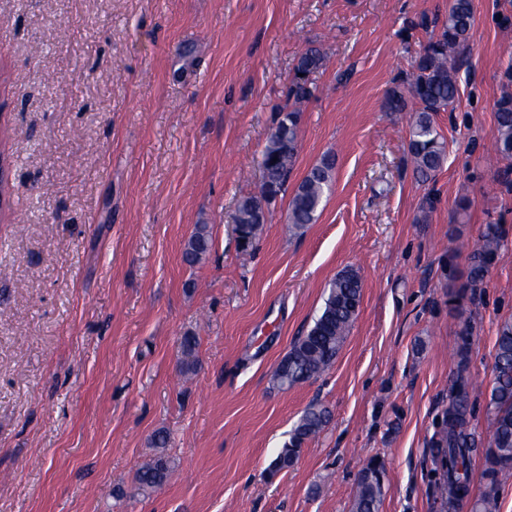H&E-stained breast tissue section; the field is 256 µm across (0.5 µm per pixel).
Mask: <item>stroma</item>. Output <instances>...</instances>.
<instances>
[{
    "instance_id": "1",
    "label": "stroma",
    "mask_w": 512,
    "mask_h": 512,
    "mask_svg": "<svg viewBox=\"0 0 512 512\" xmlns=\"http://www.w3.org/2000/svg\"><path fill=\"white\" fill-rule=\"evenodd\" d=\"M450 0H0V512H352L360 470L385 467L379 512H442L431 444L448 407L464 284L485 224L505 245L467 309L472 424L500 324L512 320V182L488 153L512 47V0H474L448 145L416 179L408 118L386 90ZM324 67L302 106L296 186L323 157L314 224L289 191L256 247L235 228L298 55ZM210 229L198 265L181 254ZM358 271L362 300L321 377L273 379L324 289ZM197 336L198 369L180 371ZM326 427L270 468L310 406ZM168 435L175 471L135 476ZM210 231L208 225H195L193 232L186 240L182 259L188 265L199 263L209 250Z\"/></svg>"
}]
</instances>
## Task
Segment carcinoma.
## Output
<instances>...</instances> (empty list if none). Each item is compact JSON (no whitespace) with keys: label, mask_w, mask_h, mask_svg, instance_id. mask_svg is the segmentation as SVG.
<instances>
[{"label":"carcinoma","mask_w":512,"mask_h":512,"mask_svg":"<svg viewBox=\"0 0 512 512\" xmlns=\"http://www.w3.org/2000/svg\"><path fill=\"white\" fill-rule=\"evenodd\" d=\"M474 24L473 0H451L448 17L437 31H431L427 43L411 62V69L393 81L387 90L385 108L389 112L412 113L409 123L407 154L414 175L422 182L432 179L447 158V143L435 116L451 112L459 93L460 58L468 46ZM324 53L316 45L298 57L286 100L277 109V120L261 153V192L242 198L235 221L243 248L253 245L268 220L266 204L285 190L296 164L301 104L317 90L312 75L323 67ZM497 137L493 151L501 160L512 159V93L505 91L495 102ZM334 160L324 157L299 181L288 205V223L300 230L315 223L326 193L330 190ZM506 230L500 224H486L470 252L467 282L455 297L473 299L485 274L500 256ZM210 231L197 224L186 240L182 259L188 265L199 263L209 250ZM362 296L361 278L352 268L334 277L326 291L323 306L313 325L298 337L275 370L282 385H294L327 372L336 360L347 333L356 319ZM471 321L463 320L455 353V379L448 391V408L439 438L433 442L440 462L439 480L444 512H457L472 493L469 469L473 457L484 460L485 489L477 500L476 512H498L497 491L512 477V321L498 329L492 381L486 392L490 417L488 440L478 436L471 425L469 372L472 345ZM197 339L191 334L181 341V371L196 370ZM329 411L324 407L307 408L289 433L271 472L291 466L304 445L327 425ZM173 470L163 454L144 465L137 474V489L147 493L159 489ZM384 467L369 462L356 483L353 512H378L384 496Z\"/></svg>","instance_id":"carcinoma-1"}]
</instances>
